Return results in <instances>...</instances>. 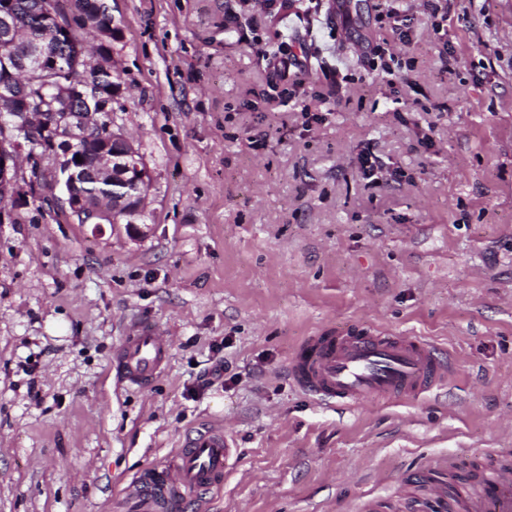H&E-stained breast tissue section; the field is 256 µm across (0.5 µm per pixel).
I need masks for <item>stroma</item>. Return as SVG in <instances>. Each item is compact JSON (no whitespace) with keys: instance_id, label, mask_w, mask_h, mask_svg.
<instances>
[{"instance_id":"35a3bbf8","label":"stroma","mask_w":512,"mask_h":512,"mask_svg":"<svg viewBox=\"0 0 512 512\" xmlns=\"http://www.w3.org/2000/svg\"><path fill=\"white\" fill-rule=\"evenodd\" d=\"M104 3L112 127L151 176L143 228L77 223L44 184L0 223V512H120L212 422L237 453L208 512H411L437 460L472 475L512 449V0H448L452 56L417 25L406 83L360 61L398 0H351L353 30L311 19L331 70L308 61L277 95L261 53L282 24L254 0ZM366 149L401 181L367 184ZM140 318L171 340L143 391L112 371ZM352 324L434 342L446 385L319 405L289 359Z\"/></svg>"}]
</instances>
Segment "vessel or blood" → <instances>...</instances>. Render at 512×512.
Instances as JSON below:
<instances>
[{
    "label": "vessel or blood",
    "instance_id": "obj_1",
    "mask_svg": "<svg viewBox=\"0 0 512 512\" xmlns=\"http://www.w3.org/2000/svg\"><path fill=\"white\" fill-rule=\"evenodd\" d=\"M171 345L151 321H136L116 350L117 380L141 389L164 372ZM288 374L318 404L351 409L386 401H409L438 390L448 374L446 356L421 336L354 326L323 329L301 343ZM236 450L223 426H203L162 467L141 472L125 501L131 512H200L198 495L219 487ZM462 512H512V467L490 470Z\"/></svg>",
    "mask_w": 512,
    "mask_h": 512
}]
</instances>
